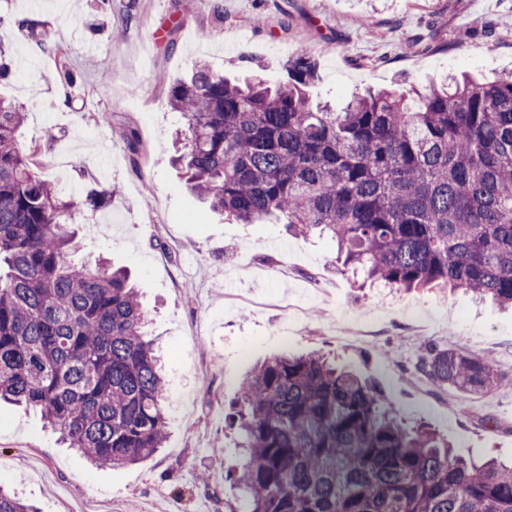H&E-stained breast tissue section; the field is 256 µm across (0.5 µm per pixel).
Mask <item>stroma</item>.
Listing matches in <instances>:
<instances>
[{
  "instance_id": "1",
  "label": "stroma",
  "mask_w": 512,
  "mask_h": 512,
  "mask_svg": "<svg viewBox=\"0 0 512 512\" xmlns=\"http://www.w3.org/2000/svg\"><path fill=\"white\" fill-rule=\"evenodd\" d=\"M24 19L64 47L73 85L44 80L53 62ZM0 43L12 67L0 94L24 107L22 144L46 145L44 176L80 202L114 189L77 225L71 258L129 269L168 395L162 449L113 468L64 447L40 412L1 405V488L39 512H229L241 493L225 470L242 437L228 407L255 364L285 352L325 354L376 383L407 425H427L462 458L512 463V311L462 290L362 287L338 270L329 237L225 219L171 163L182 119L158 84L200 62L278 82L305 52L318 66L311 98L340 108L369 89L512 75V0H194L187 14L174 0H70L62 15L42 0H0ZM98 112L111 126L93 123ZM431 345L490 358L502 385L466 394L433 383L417 369Z\"/></svg>"
}]
</instances>
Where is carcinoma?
Segmentation results:
<instances>
[{"label": "carcinoma", "instance_id": "carcinoma-1", "mask_svg": "<svg viewBox=\"0 0 512 512\" xmlns=\"http://www.w3.org/2000/svg\"><path fill=\"white\" fill-rule=\"evenodd\" d=\"M55 78L70 84L59 44ZM288 81L195 69L168 82L174 148L190 189L238 224L273 220L336 240L342 270L388 288H457L512 307V75L428 85L407 99H310L311 56ZM23 107L0 97V400L40 411L93 465L136 464L166 437V382L149 315L122 268L69 257L73 224L112 196L66 200L24 147ZM417 368L477 393L486 357L429 347ZM234 420L244 512H512V465L453 453L405 427L383 390L322 354L272 357L243 383ZM0 512H36L0 489Z\"/></svg>", "mask_w": 512, "mask_h": 512}]
</instances>
